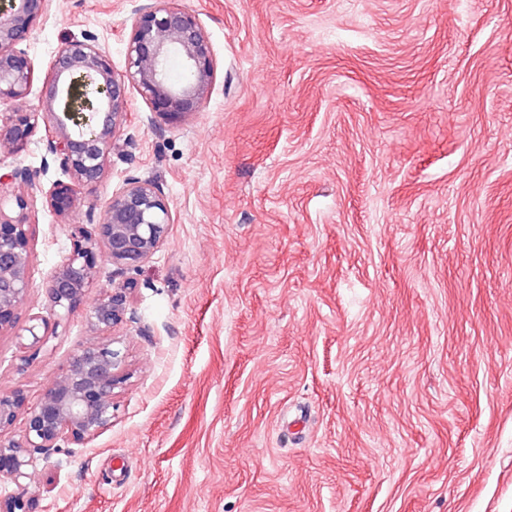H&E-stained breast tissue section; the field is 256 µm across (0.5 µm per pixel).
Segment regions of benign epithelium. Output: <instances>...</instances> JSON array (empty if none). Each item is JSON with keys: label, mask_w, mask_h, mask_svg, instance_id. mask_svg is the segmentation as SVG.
Returning <instances> with one entry per match:
<instances>
[{"label": "benign epithelium", "mask_w": 512, "mask_h": 512, "mask_svg": "<svg viewBox=\"0 0 512 512\" xmlns=\"http://www.w3.org/2000/svg\"><path fill=\"white\" fill-rule=\"evenodd\" d=\"M53 0H0V99L16 110L0 123V145L20 152L44 128L47 154L69 181L56 180L44 202L61 218L73 212L78 191L103 182L115 137L128 117V89H136L151 109L170 121L198 111L216 80L212 45L198 15L175 0H140L132 11L125 47V68L117 72L108 52L89 35L73 38L53 57L44 97L38 106L28 96L36 78L28 52L21 48L48 15ZM177 56L187 72L174 82L168 61ZM34 181L25 167L0 174V332L40 341L47 325L38 314L21 325L18 309L29 290L31 255L26 225L34 199L19 192L6 207L13 185ZM171 212L163 191L153 181L131 178L112 193L95 230L68 225L72 248L47 278L51 314L62 317L97 288L98 301L87 314L88 327L102 339L78 347L29 403L21 388L0 393V434L26 413L23 434L0 440V480L24 488L31 479L34 454L63 443L88 445L112 427L115 389L130 378L123 340L114 329L126 321L128 288L100 284L98 258L104 256L120 270L136 269L163 246ZM0 512H28L19 495L0 498Z\"/></svg>", "instance_id": "7a95c632"}]
</instances>
